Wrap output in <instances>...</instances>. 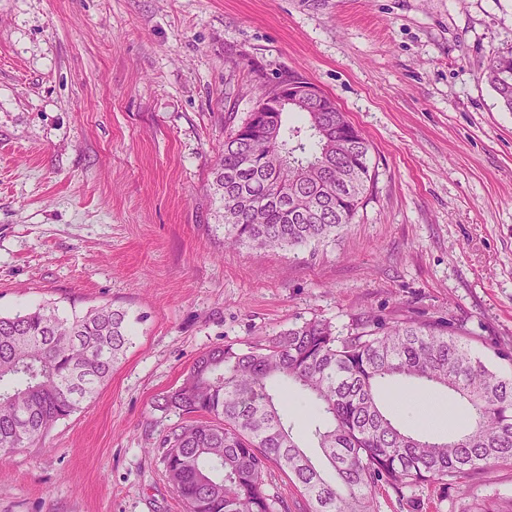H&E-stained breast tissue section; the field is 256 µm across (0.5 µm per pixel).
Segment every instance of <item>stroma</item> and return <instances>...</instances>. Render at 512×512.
<instances>
[{
    "label": "stroma",
    "mask_w": 512,
    "mask_h": 512,
    "mask_svg": "<svg viewBox=\"0 0 512 512\" xmlns=\"http://www.w3.org/2000/svg\"><path fill=\"white\" fill-rule=\"evenodd\" d=\"M512 0H0V314L127 311L111 379L0 453V512H184L147 449L193 360L368 313L469 336L512 375V112L486 83ZM371 142L373 186L318 246L228 248L230 121L290 72ZM512 497V466L385 489L379 512Z\"/></svg>",
    "instance_id": "stroma-1"
}]
</instances>
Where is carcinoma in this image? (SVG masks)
<instances>
[{
    "label": "carcinoma",
    "instance_id": "cac0c4a2",
    "mask_svg": "<svg viewBox=\"0 0 512 512\" xmlns=\"http://www.w3.org/2000/svg\"><path fill=\"white\" fill-rule=\"evenodd\" d=\"M485 77L512 111V51ZM285 113H248L230 127L215 165L224 243L294 249L352 222L374 174L370 142L329 96ZM132 344L128 314L98 307L63 316L43 305L0 315V450L42 441L82 409ZM397 378L442 388L468 404L467 425L440 439L404 429L380 401ZM313 415L303 449L288 417L294 394ZM179 416L149 452L186 512H288L268 477L274 464L306 512H378L382 485L397 492L447 486L492 464H512V377L491 368L462 337L412 320L361 315L345 335L310 319L241 347L200 354L157 399ZM464 512H512V498L475 500Z\"/></svg>",
    "mask_w": 512,
    "mask_h": 512
}]
</instances>
